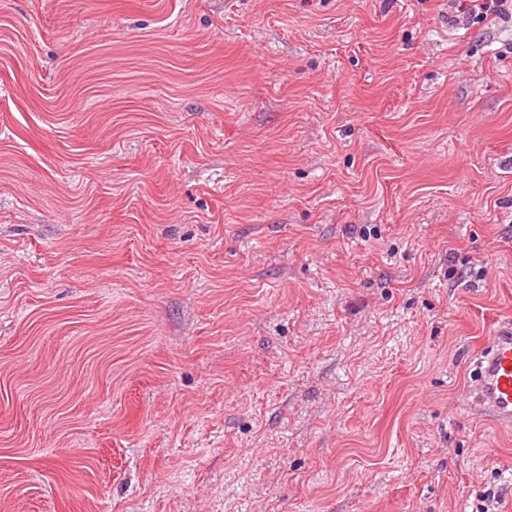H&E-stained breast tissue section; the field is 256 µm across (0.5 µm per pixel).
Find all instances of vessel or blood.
<instances>
[{"label": "vessel or blood", "instance_id": "1", "mask_svg": "<svg viewBox=\"0 0 512 512\" xmlns=\"http://www.w3.org/2000/svg\"><path fill=\"white\" fill-rule=\"evenodd\" d=\"M473 407L512 428V322H501L471 360L468 385Z\"/></svg>", "mask_w": 512, "mask_h": 512}]
</instances>
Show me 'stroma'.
<instances>
[{
	"label": "stroma",
	"instance_id": "stroma-1",
	"mask_svg": "<svg viewBox=\"0 0 512 512\" xmlns=\"http://www.w3.org/2000/svg\"><path fill=\"white\" fill-rule=\"evenodd\" d=\"M512 20L0 0V512H512ZM471 406L512 428V322H501L471 360Z\"/></svg>",
	"mask_w": 512,
	"mask_h": 512
}]
</instances>
